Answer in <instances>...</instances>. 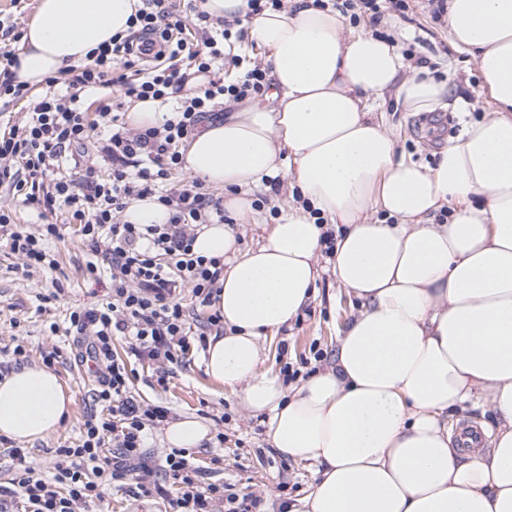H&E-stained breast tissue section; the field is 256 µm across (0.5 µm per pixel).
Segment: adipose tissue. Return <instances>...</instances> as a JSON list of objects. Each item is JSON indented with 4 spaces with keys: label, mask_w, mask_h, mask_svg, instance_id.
<instances>
[{
    "label": "adipose tissue",
    "mask_w": 512,
    "mask_h": 512,
    "mask_svg": "<svg viewBox=\"0 0 512 512\" xmlns=\"http://www.w3.org/2000/svg\"><path fill=\"white\" fill-rule=\"evenodd\" d=\"M141 0H37L11 71L40 87L126 32ZM238 19L265 53L270 94L233 103L181 148L183 169L224 190L248 222L252 191L284 176L295 199L244 250L230 224H205L196 254L224 262L214 310L224 334L203 353L208 378L267 417V438L315 481L286 512H512V0H448V36L478 55L494 113L468 122L435 166L398 155L376 111L447 106L427 66L318 0L247 15V0H204ZM335 230L332 252L322 235ZM361 300L330 364L285 391L264 370L268 337L315 298L322 272ZM73 404L53 370L0 379V434L46 440ZM495 418L489 449L458 447L455 410ZM210 430L167 421L170 448Z\"/></svg>",
    "instance_id": "1"
}]
</instances>
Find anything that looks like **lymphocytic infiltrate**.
Wrapping results in <instances>:
<instances>
[{"mask_svg":"<svg viewBox=\"0 0 512 512\" xmlns=\"http://www.w3.org/2000/svg\"><path fill=\"white\" fill-rule=\"evenodd\" d=\"M142 2L126 35L113 36L88 63L47 77L40 92L12 72L0 77V97L24 111L0 130V187L38 217L52 214L80 225L94 255L89 273H97L99 256L112 269L111 302L71 312L66 329L97 365L93 398L101 412L84 422L76 447L58 449L52 475L36 468L27 450L11 449L17 466L0 512H80L124 480L167 500L171 512H215L219 506L257 512L262 504L260 497L203 483L182 450L165 453L161 468L150 466L147 431L167 421L169 410L142 406L126 363L112 353L113 337L122 336L136 359L181 362L198 338L179 301L186 290L209 308L208 327L222 328V316L210 306L224 264L195 255L193 243L196 226L223 221L224 209L200 179L173 190L163 184L183 165L182 143L221 101L257 97L268 88L265 68L236 54L228 28L210 31L199 5ZM228 64L238 70L229 81ZM147 99L170 103L173 118L130 131L122 117L125 102ZM148 197L171 210L168 223L121 221L130 201ZM59 225L33 233L0 207V241L28 270L56 268L45 240L58 236Z\"/></svg>","mask_w":512,"mask_h":512,"instance_id":"1","label":"lymphocytic infiltrate"}]
</instances>
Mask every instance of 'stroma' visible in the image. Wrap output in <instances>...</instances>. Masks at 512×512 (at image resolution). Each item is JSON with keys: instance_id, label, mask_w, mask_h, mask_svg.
<instances>
[{"instance_id": "stroma-1", "label": "stroma", "mask_w": 512, "mask_h": 512, "mask_svg": "<svg viewBox=\"0 0 512 512\" xmlns=\"http://www.w3.org/2000/svg\"><path fill=\"white\" fill-rule=\"evenodd\" d=\"M409 3L407 15L386 14L380 32L401 49L412 50L414 63L427 65L433 77L447 83L449 98L466 104L462 112L450 107L423 113L390 107L384 112L385 125L397 138L400 150L415 161L432 165L448 141L460 134L464 122L490 117L493 105L481 88L477 59L451 43L446 21L434 19L427 0ZM50 248L59 262L57 269L26 273L20 268V259L0 246V347L23 345L29 365L41 364L44 354L54 353L52 368L73 394L69 422L29 447L31 461L46 473L53 470L57 449L75 446L84 421L99 411L92 398L94 371L77 357L71 337L52 332L51 326L66 325L72 311L112 299L107 263L99 262L93 275L86 269L92 255L78 225H63ZM356 309L345 289L330 274H322L315 301L267 349L268 366L278 373L290 364L307 373L318 365L315 352L331 360L336 336ZM112 349L125 359L134 395L142 405L165 406L173 420L187 413L210 424L213 440L192 453L194 463L203 470L204 482L224 483L235 493L260 497L264 512H282L284 502L303 495L312 481L311 472L269 447L265 415L249 413L237 397L218 392L204 372L202 350L169 366L129 358L121 337L113 340ZM162 373L168 377L163 387L156 383ZM219 432L225 434V442H217ZM85 512H170V508L162 499L140 496L134 482L127 480L115 483L104 501L88 505Z\"/></svg>"}]
</instances>
